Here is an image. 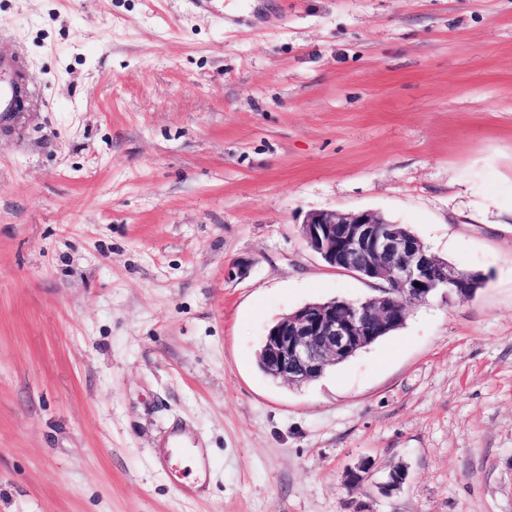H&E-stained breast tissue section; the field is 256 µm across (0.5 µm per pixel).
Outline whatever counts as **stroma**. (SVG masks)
I'll return each mask as SVG.
<instances>
[{"mask_svg":"<svg viewBox=\"0 0 512 512\" xmlns=\"http://www.w3.org/2000/svg\"><path fill=\"white\" fill-rule=\"evenodd\" d=\"M228 2L0 0V512H512V0ZM323 210L485 283L294 386ZM18 62L12 57L0 55V125H11L16 118Z\"/></svg>","mask_w":512,"mask_h":512,"instance_id":"obj_1","label":"stroma"}]
</instances>
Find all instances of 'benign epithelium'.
I'll list each match as a JSON object with an SVG mask.
<instances>
[{
  "mask_svg": "<svg viewBox=\"0 0 512 512\" xmlns=\"http://www.w3.org/2000/svg\"><path fill=\"white\" fill-rule=\"evenodd\" d=\"M307 246L334 269L383 281L363 301L331 299L281 317L264 336L269 368L304 384L404 323L406 304L426 302L447 289L468 298L480 284L429 252L411 232L372 210L315 211L301 225Z\"/></svg>",
  "mask_w": 512,
  "mask_h": 512,
  "instance_id": "benign-epithelium-1",
  "label": "benign epithelium"
}]
</instances>
